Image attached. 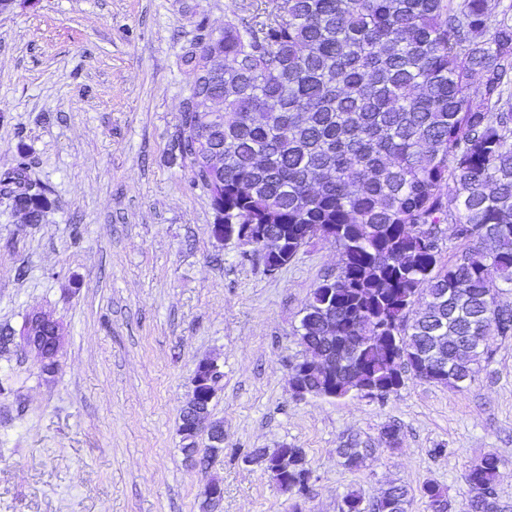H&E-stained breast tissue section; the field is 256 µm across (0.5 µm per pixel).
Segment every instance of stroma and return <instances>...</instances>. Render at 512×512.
Instances as JSON below:
<instances>
[{"label":"stroma","instance_id":"35a3bbf8","mask_svg":"<svg viewBox=\"0 0 512 512\" xmlns=\"http://www.w3.org/2000/svg\"><path fill=\"white\" fill-rule=\"evenodd\" d=\"M256 0H29L0 15V175L25 165L49 189L32 224L0 206V327L41 311L63 327L53 372L17 347L0 352V512H339L351 490L376 498L427 482L466 512V469L501 460L512 512V339L465 391L405 374L383 398H297L302 309L340 254L310 240L268 274L251 247L217 240L207 193L172 149L189 95L179 58L249 22ZM223 371L212 403L224 451L187 462L179 414L199 360ZM397 424L399 449L384 426ZM369 454L355 471L339 446ZM304 449L306 499L283 492L254 448Z\"/></svg>","mask_w":512,"mask_h":512}]
</instances>
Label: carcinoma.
Wrapping results in <instances>:
<instances>
[{
  "mask_svg": "<svg viewBox=\"0 0 512 512\" xmlns=\"http://www.w3.org/2000/svg\"><path fill=\"white\" fill-rule=\"evenodd\" d=\"M491 0H276L262 21L229 20L212 43L182 57L191 109L172 148L209 195L215 219L288 234L297 249L319 224L336 225L341 264L303 308L310 350L333 309L336 336L355 351L336 367V398L369 388L383 398L403 370L433 383L434 365L414 356L448 327L441 362L476 380L487 348L469 337L512 338V2ZM224 95V116L199 111ZM224 154V170L206 152ZM48 189L19 166L0 177V202L43 220ZM463 245L441 261V225ZM186 458L200 455L203 432L181 411ZM288 452V472L278 460ZM338 452L354 471L358 444ZM202 456V455H200ZM212 455H203L207 461ZM249 462L288 494L309 493L312 469L301 448H255ZM500 466L489 453L464 474L469 512H497ZM410 489L392 485L368 504L356 491L340 512H407ZM420 494L449 512L447 490Z\"/></svg>",
  "mask_w": 512,
  "mask_h": 512,
  "instance_id": "cac0c4a2",
  "label": "carcinoma"
}]
</instances>
